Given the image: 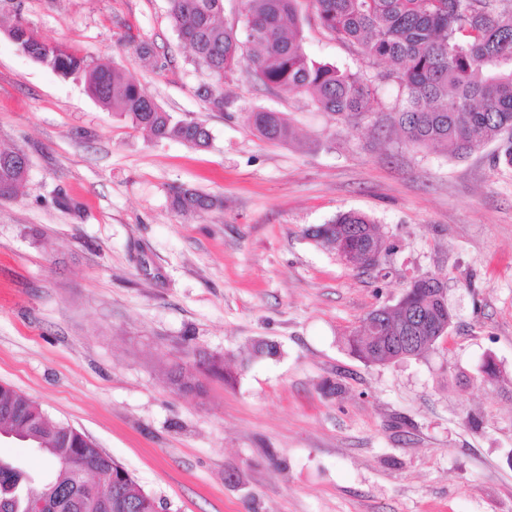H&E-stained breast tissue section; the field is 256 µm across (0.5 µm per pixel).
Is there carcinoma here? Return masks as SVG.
Returning a JSON list of instances; mask_svg holds the SVG:
<instances>
[{
	"instance_id": "obj_1",
	"label": "carcinoma",
	"mask_w": 512,
	"mask_h": 512,
	"mask_svg": "<svg viewBox=\"0 0 512 512\" xmlns=\"http://www.w3.org/2000/svg\"><path fill=\"white\" fill-rule=\"evenodd\" d=\"M243 25H224V0H170V13L179 39L192 50V61L211 77L199 95L213 108L224 109L220 86L249 46L250 69L267 90L296 92L321 111L345 122L372 116L377 87L359 72L312 58L305 49L297 0H241ZM318 24L334 40L354 48L371 68L388 69L380 77L398 87L400 100L388 114L404 143L441 149L461 158L487 144L508 137L496 162L512 168V0H312ZM10 37L32 59L67 76L79 73L89 95L156 141L178 140L205 148L208 128L195 119L176 118L163 111L123 69L89 62L69 50L47 54V41L17 26ZM249 126L263 139L286 143L293 129L284 113L265 107L248 112ZM20 149L0 150V199H11L26 180L29 166ZM217 200L194 189L178 188L172 209L199 215ZM310 235L344 255L390 253L376 222L358 211L340 213L310 231ZM442 282L425 276L409 284L399 302L370 312L380 329L349 337L351 351L363 360L385 365L427 352L451 323L440 303ZM432 318V327L401 341L415 316ZM231 379L224 358L195 351L186 365L172 372L179 391L200 390L198 376ZM15 433L35 447L47 472L33 475L16 460L0 457V512H15V503L31 490L43 501V512H113L112 474L100 451L86 436L52 420L31 397L0 385V432ZM74 450L78 464L63 466V443ZM123 500L132 512H155L154 498L133 478L122 486Z\"/></svg>"
}]
</instances>
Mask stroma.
Returning <instances> with one entry per match:
<instances>
[{"label":"stroma","instance_id":"stroma-1","mask_svg":"<svg viewBox=\"0 0 512 512\" xmlns=\"http://www.w3.org/2000/svg\"><path fill=\"white\" fill-rule=\"evenodd\" d=\"M298 10L312 57L364 69L311 0ZM16 24L121 67L164 111L202 121L209 147L155 141L105 110L81 75L20 52ZM248 69L225 78L219 111L198 94L208 78L168 0H0V147L30 157L18 197L0 200V383L94 440L166 512H512L502 143L463 158L413 149L384 123L398 100L386 81L354 125ZM255 106L283 112L295 138L260 139ZM179 187L220 204L179 215ZM349 210L393 246L374 268L309 234ZM432 275L452 323L429 352L387 365L351 352L369 312ZM261 341L278 356H254ZM195 350L225 356L235 383L174 389L171 370Z\"/></svg>","mask_w":512,"mask_h":512}]
</instances>
